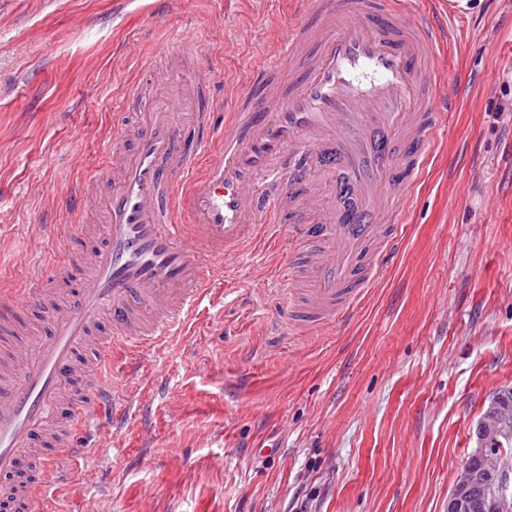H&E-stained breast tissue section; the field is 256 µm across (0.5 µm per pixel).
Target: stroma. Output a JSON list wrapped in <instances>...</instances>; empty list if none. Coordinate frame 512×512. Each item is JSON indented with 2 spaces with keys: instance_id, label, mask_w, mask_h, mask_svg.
Masks as SVG:
<instances>
[{
  "instance_id": "stroma-1",
  "label": "stroma",
  "mask_w": 512,
  "mask_h": 512,
  "mask_svg": "<svg viewBox=\"0 0 512 512\" xmlns=\"http://www.w3.org/2000/svg\"><path fill=\"white\" fill-rule=\"evenodd\" d=\"M451 51L463 88L445 142L402 215L385 277L344 325L276 333L282 249L227 262L240 305H203L162 348L125 350L103 376L89 455L47 512H448L476 426L512 389V0H470ZM293 0H0V288L60 275L73 299L82 237L69 205L105 160L159 45L209 75L214 109L274 54ZM272 453H262V446Z\"/></svg>"
}]
</instances>
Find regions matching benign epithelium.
I'll list each match as a JSON object with an SVG mask.
<instances>
[{"label":"benign epithelium","instance_id":"benign-epithelium-1","mask_svg":"<svg viewBox=\"0 0 512 512\" xmlns=\"http://www.w3.org/2000/svg\"><path fill=\"white\" fill-rule=\"evenodd\" d=\"M512 437V423L506 421L498 434H491L484 423L477 427L481 452H491L499 444L498 436ZM512 512V467L504 466L487 473L473 466L463 469L448 496V512Z\"/></svg>","mask_w":512,"mask_h":512}]
</instances>
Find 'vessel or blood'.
I'll list each match as a JSON object with an SVG mask.
<instances>
[{"mask_svg": "<svg viewBox=\"0 0 512 512\" xmlns=\"http://www.w3.org/2000/svg\"><path fill=\"white\" fill-rule=\"evenodd\" d=\"M298 22L276 59L226 101L223 124L203 76L169 80L165 102L142 87L126 97L141 115L124 142L114 130L73 209L105 218V240L78 299L27 300L46 329L27 353H0V502L34 512L69 481L83 400L113 408L98 371L124 348L161 345L223 280L219 258L255 242L288 243L280 265L288 327L312 333L345 321L383 273L406 210L441 149L459 91L444 58L455 24L421 0H295ZM335 176L342 213L320 204L311 170ZM15 303L0 290V335L15 336Z\"/></svg>", "mask_w": 512, "mask_h": 512, "instance_id": "1", "label": "vessel or blood"}]
</instances>
